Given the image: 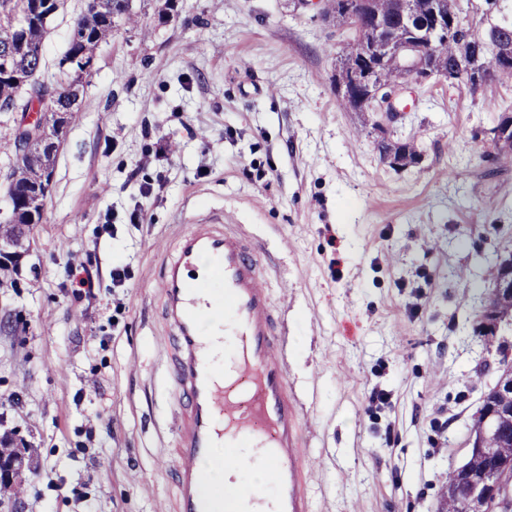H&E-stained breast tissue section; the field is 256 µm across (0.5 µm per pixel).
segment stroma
I'll use <instances>...</instances> for the list:
<instances>
[{"label":"stroma","mask_w":512,"mask_h":512,"mask_svg":"<svg viewBox=\"0 0 512 512\" xmlns=\"http://www.w3.org/2000/svg\"><path fill=\"white\" fill-rule=\"evenodd\" d=\"M84 9L67 0L51 22L41 81L55 82ZM322 9L133 0L136 24L99 47L43 222L0 287V436L37 463L23 512L174 503L164 461L181 402L154 244L203 211L235 215L264 247L273 298H288L315 512H435L500 375L495 348L512 349V333L477 331L490 259L512 253V164L484 136L512 114V81L409 86L389 136L415 139L420 159L392 167L373 114L337 102L353 32ZM375 387L387 404L369 403Z\"/></svg>","instance_id":"1"}]
</instances>
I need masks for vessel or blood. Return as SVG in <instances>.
<instances>
[{"instance_id": "b4317fda", "label": "vessel or blood", "mask_w": 512, "mask_h": 512, "mask_svg": "<svg viewBox=\"0 0 512 512\" xmlns=\"http://www.w3.org/2000/svg\"><path fill=\"white\" fill-rule=\"evenodd\" d=\"M259 242L220 216L192 220L158 275L168 380L185 402L169 461L174 512H313L302 404L288 384V337ZM223 449V483L208 467ZM269 476L246 488L245 469Z\"/></svg>"}]
</instances>
